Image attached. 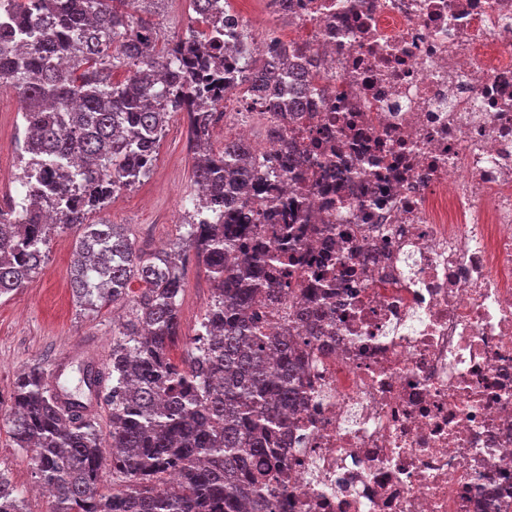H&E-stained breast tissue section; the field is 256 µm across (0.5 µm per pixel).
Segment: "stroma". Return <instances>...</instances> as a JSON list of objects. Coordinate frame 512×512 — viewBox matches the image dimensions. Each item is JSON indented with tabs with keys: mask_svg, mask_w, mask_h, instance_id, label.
<instances>
[{
	"mask_svg": "<svg viewBox=\"0 0 512 512\" xmlns=\"http://www.w3.org/2000/svg\"><path fill=\"white\" fill-rule=\"evenodd\" d=\"M23 139L16 93L0 90V196L13 189L17 175L13 156ZM193 154L189 149L183 113H171L149 177L121 191L102 211V218L124 225L139 249L153 252L179 243L186 213L182 202L193 195ZM75 238L53 237L42 267L17 293L0 297V389L11 390L26 366L47 369L49 385L85 399L82 381L86 362L106 364L112 349L111 307L84 313L70 287ZM212 300L211 283L203 265L189 262L184 273L180 317L182 336L171 349L184 359L197 322ZM7 406L0 405V469L25 495L28 512H47V498L38 494L25 452L16 448L6 426Z\"/></svg>",
	"mask_w": 512,
	"mask_h": 512,
	"instance_id": "stroma-1",
	"label": "stroma"
}]
</instances>
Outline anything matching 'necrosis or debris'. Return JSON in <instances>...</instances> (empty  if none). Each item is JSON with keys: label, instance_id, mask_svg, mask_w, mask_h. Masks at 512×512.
<instances>
[{"label": "necrosis or debris", "instance_id": "1", "mask_svg": "<svg viewBox=\"0 0 512 512\" xmlns=\"http://www.w3.org/2000/svg\"><path fill=\"white\" fill-rule=\"evenodd\" d=\"M220 14L317 61L302 288L331 291L288 432V512H486L512 502V0H263ZM357 169L346 187L336 166ZM331 227L330 235L316 227Z\"/></svg>", "mask_w": 512, "mask_h": 512}]
</instances>
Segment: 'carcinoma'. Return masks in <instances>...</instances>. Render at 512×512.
<instances>
[{
    "label": "carcinoma",
    "instance_id": "obj_1",
    "mask_svg": "<svg viewBox=\"0 0 512 512\" xmlns=\"http://www.w3.org/2000/svg\"><path fill=\"white\" fill-rule=\"evenodd\" d=\"M10 2L30 49L0 54V81L22 101L29 160L15 223H0V297L37 273L54 233L73 230L76 304L127 309L98 373L109 454L95 418L62 401L40 366L23 369L10 393L8 432L48 491L49 512H282L280 434L303 403L304 352L318 341L295 331L316 328L323 314L308 289L272 287L294 247L285 227L269 223L282 206L270 180L297 156L277 166L244 139L213 150V106L197 97L188 69L235 53L262 111L302 124L309 60L283 42L256 59L225 41L210 19L229 0H193L196 25L164 42L159 0ZM172 112L185 113L201 192L181 244L143 254L123 225L93 215L148 176ZM191 254L213 297L189 358L176 362L169 350L181 336ZM23 503L0 470V512H23Z\"/></svg>",
    "mask_w": 512,
    "mask_h": 512
}]
</instances>
